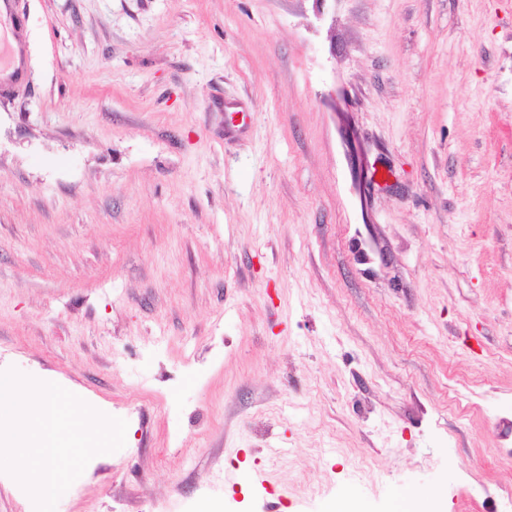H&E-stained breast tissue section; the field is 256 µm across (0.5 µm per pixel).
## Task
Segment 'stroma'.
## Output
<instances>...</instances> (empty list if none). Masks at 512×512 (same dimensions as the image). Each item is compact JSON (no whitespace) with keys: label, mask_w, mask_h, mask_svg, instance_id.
<instances>
[{"label":"stroma","mask_w":512,"mask_h":512,"mask_svg":"<svg viewBox=\"0 0 512 512\" xmlns=\"http://www.w3.org/2000/svg\"><path fill=\"white\" fill-rule=\"evenodd\" d=\"M0 371L127 421L55 512L512 489V0H17Z\"/></svg>","instance_id":"stroma-1"}]
</instances>
